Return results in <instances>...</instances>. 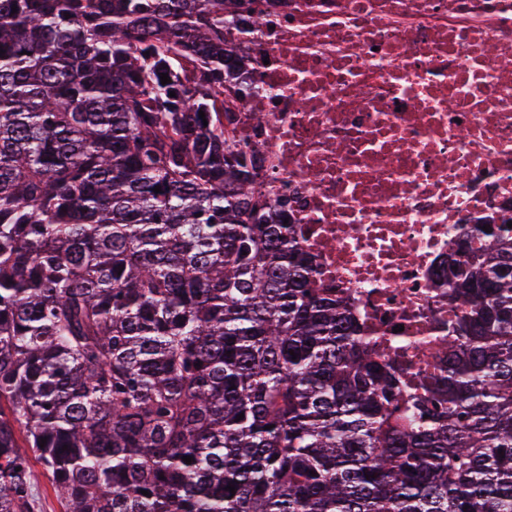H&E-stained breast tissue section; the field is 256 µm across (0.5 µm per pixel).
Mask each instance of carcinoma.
I'll return each mask as SVG.
<instances>
[{"instance_id": "obj_1", "label": "carcinoma", "mask_w": 512, "mask_h": 512, "mask_svg": "<svg viewBox=\"0 0 512 512\" xmlns=\"http://www.w3.org/2000/svg\"><path fill=\"white\" fill-rule=\"evenodd\" d=\"M235 4L0 0V512H512L508 230L408 401L256 191ZM62 506L47 479L36 491L35 512H61Z\"/></svg>"}]
</instances>
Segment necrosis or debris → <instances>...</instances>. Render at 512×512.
Returning a JSON list of instances; mask_svg holds the SVG:
<instances>
[{"label":"necrosis or debris","mask_w":512,"mask_h":512,"mask_svg":"<svg viewBox=\"0 0 512 512\" xmlns=\"http://www.w3.org/2000/svg\"><path fill=\"white\" fill-rule=\"evenodd\" d=\"M257 191L405 396L448 374V265L512 221V0H239Z\"/></svg>","instance_id":"obj_1"}]
</instances>
